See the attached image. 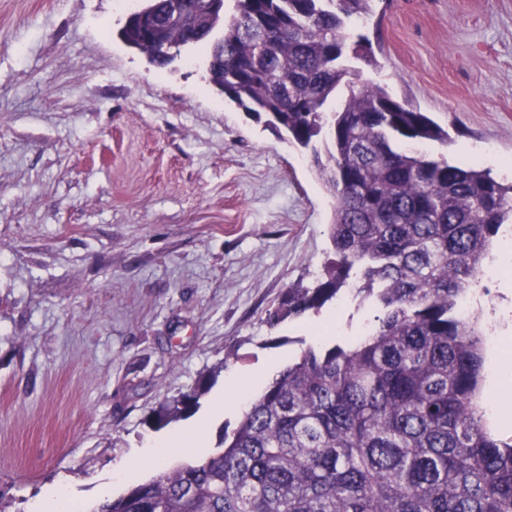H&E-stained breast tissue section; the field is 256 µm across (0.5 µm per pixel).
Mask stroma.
Returning <instances> with one entry per match:
<instances>
[{
    "mask_svg": "<svg viewBox=\"0 0 512 512\" xmlns=\"http://www.w3.org/2000/svg\"><path fill=\"white\" fill-rule=\"evenodd\" d=\"M123 0H0V507L58 484L86 512L159 475L148 438L205 421L214 450L241 413H209L232 374L275 377L316 328L357 338L378 308L353 287L269 326L291 284L334 256L335 199L309 150L209 82L206 55L165 68L118 37ZM362 81L449 134L423 149L512 167V0H374ZM481 321L512 337V266ZM223 372H215V365ZM215 372L199 408L150 425ZM134 475L113 481L116 465Z\"/></svg>",
    "mask_w": 512,
    "mask_h": 512,
    "instance_id": "obj_1",
    "label": "stroma"
}]
</instances>
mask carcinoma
I'll return each instance as SVG.
<instances>
[{"label": "carcinoma", "mask_w": 512, "mask_h": 512, "mask_svg": "<svg viewBox=\"0 0 512 512\" xmlns=\"http://www.w3.org/2000/svg\"><path fill=\"white\" fill-rule=\"evenodd\" d=\"M236 2L227 18L215 0H139L119 37L158 67L208 49L212 85L311 150L334 194L336 259L288 288L267 323L322 309L355 267L381 314L356 343L307 347L216 451L93 512H512V440L479 402L484 332L457 313L512 224V181L412 149L448 143V130L379 85L353 90L354 61L374 59L348 43L346 19L372 0ZM206 390L202 379L163 400L151 425L187 417Z\"/></svg>", "instance_id": "carcinoma-1"}]
</instances>
